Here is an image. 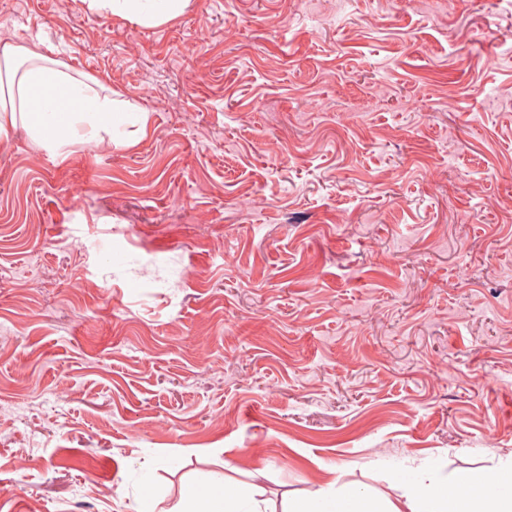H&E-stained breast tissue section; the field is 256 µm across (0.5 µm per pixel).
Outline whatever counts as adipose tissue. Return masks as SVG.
I'll use <instances>...</instances> for the list:
<instances>
[{"mask_svg":"<svg viewBox=\"0 0 512 512\" xmlns=\"http://www.w3.org/2000/svg\"><path fill=\"white\" fill-rule=\"evenodd\" d=\"M94 13L131 19L146 27L182 15L190 0H85ZM93 77L73 75L60 61L28 46L0 44V137L24 128L33 144L64 155L76 136L133 144L146 136L149 112L101 94ZM397 494L348 491L337 481L308 497L289 500L286 512H512V466L495 479L470 476L459 484L425 479L421 468L396 474ZM258 486L240 494L228 482L188 487L177 512H262Z\"/></svg>","mask_w":512,"mask_h":512,"instance_id":"1","label":"adipose tissue"}]
</instances>
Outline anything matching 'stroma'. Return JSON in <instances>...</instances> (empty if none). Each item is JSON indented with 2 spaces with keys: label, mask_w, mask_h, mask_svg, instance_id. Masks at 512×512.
<instances>
[{
  "label": "stroma",
  "mask_w": 512,
  "mask_h": 512,
  "mask_svg": "<svg viewBox=\"0 0 512 512\" xmlns=\"http://www.w3.org/2000/svg\"><path fill=\"white\" fill-rule=\"evenodd\" d=\"M2 41L151 130L0 139V512L512 464V0H0ZM94 13L131 19L146 27L168 23L182 15L190 0H83Z\"/></svg>",
  "instance_id": "1"
}]
</instances>
